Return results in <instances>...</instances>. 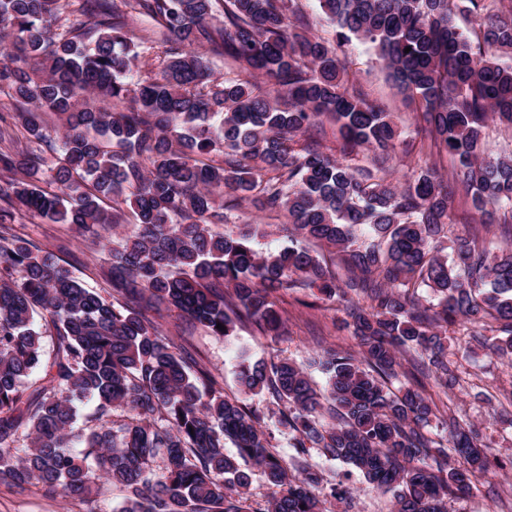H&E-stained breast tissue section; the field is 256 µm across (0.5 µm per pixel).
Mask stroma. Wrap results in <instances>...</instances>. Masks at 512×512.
Listing matches in <instances>:
<instances>
[{
	"label": "stroma",
	"instance_id": "1",
	"mask_svg": "<svg viewBox=\"0 0 512 512\" xmlns=\"http://www.w3.org/2000/svg\"><path fill=\"white\" fill-rule=\"evenodd\" d=\"M347 72L362 97L392 113L407 134L416 129L415 110L408 106L388 80L381 62L365 46L353 42L345 48ZM245 224H266L270 233L260 241L265 251L281 249L286 242L288 220L284 215L256 211L242 205L228 215L226 223L217 225L220 233L238 232ZM20 235L42 247L64 243L61 258L80 281L101 294L111 293L106 275L108 255L100 247L76 238L65 224H54L33 217H22L17 225ZM288 313L286 336L270 339L257 335L251 327L236 329L234 336H213L201 326L175 310H164L155 319L163 331L182 344L194 358L218 379L226 396H239L235 372L240 355L252 358L279 356L304 366L316 386H323L325 376L311 362L316 352L333 347L357 352L355 338L342 328V312L320 299L310 298L308 291L284 293L278 302ZM448 359L457 369L459 382L450 392L428 385L440 408L453 411L461 423L478 433L492 454L491 478L481 479L465 497L450 498L448 512H512V355L488 350L466 327H459L448 338ZM265 415L264 430L275 453L291 459L296 451L289 444V430L280 423L286 403L261 394L252 400ZM308 461L323 476L324 486L343 484L350 495L347 501L328 500L329 512H392L394 500L369 485L360 474L340 461L310 449ZM0 512H72L68 501H49L31 493L19 494L0 484Z\"/></svg>",
	"mask_w": 512,
	"mask_h": 512
}]
</instances>
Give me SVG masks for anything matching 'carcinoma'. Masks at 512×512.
<instances>
[{"label":"carcinoma","mask_w":512,"mask_h":512,"mask_svg":"<svg viewBox=\"0 0 512 512\" xmlns=\"http://www.w3.org/2000/svg\"><path fill=\"white\" fill-rule=\"evenodd\" d=\"M501 2L318 0L336 27L330 46L306 31L296 0H224L219 28L217 0H77L64 24L69 0H0V42L9 41L0 93L12 99L0 111V480L78 512H96L109 489L121 494L119 512H253L244 489L258 472L280 488L258 512H324L348 489L322 492L304 463L290 476L257 411L225 397L150 315L173 307L215 336L239 325L282 336L277 295L315 288L345 306L358 354L319 355L322 388L289 359H244L241 393L286 402L290 446L354 468L392 494L395 512H446L448 498L469 494L489 472L488 449L440 412L424 380L458 384L447 333L460 323L490 328L492 347L512 351V249L450 238L458 196L482 222L512 223V153L492 157L484 143L488 121L512 128V65L499 61L512 53V14ZM458 11L479 19L476 39L455 24ZM138 17L176 47L159 53L151 35L131 33ZM353 38L418 105L419 141L349 86L338 50ZM203 49L261 75L272 92L216 79ZM150 53L160 76L128 81ZM324 115L338 125L339 154L295 148ZM34 144L60 153L50 173ZM400 152L418 163L395 184L385 164ZM360 154L369 165L349 163ZM448 155L445 176L438 162ZM242 202L287 213L289 245L259 250L265 224L236 237L212 230ZM123 203L135 231L105 244L108 296L13 229L30 215L97 245ZM39 318L55 331L48 353ZM411 349L420 353L412 385L394 390ZM86 402L94 413L78 429ZM116 407L125 418H112ZM434 419L445 431L438 442L428 436ZM435 446L452 449L454 463H428Z\"/></svg>","instance_id":"carcinoma-1"}]
</instances>
